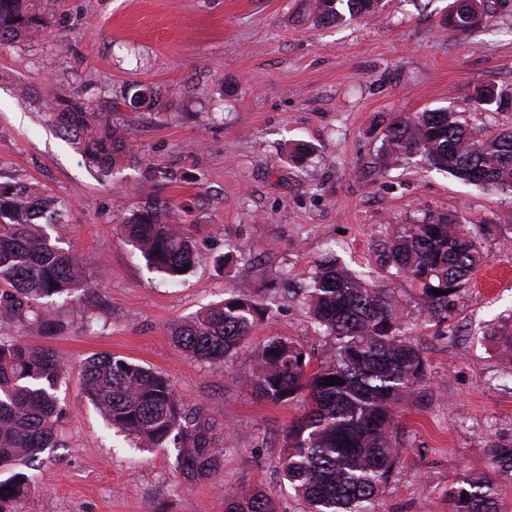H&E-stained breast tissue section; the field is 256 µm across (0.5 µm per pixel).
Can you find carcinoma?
Returning a JSON list of instances; mask_svg holds the SVG:
<instances>
[{"instance_id": "obj_1", "label": "carcinoma", "mask_w": 512, "mask_h": 512, "mask_svg": "<svg viewBox=\"0 0 512 512\" xmlns=\"http://www.w3.org/2000/svg\"><path fill=\"white\" fill-rule=\"evenodd\" d=\"M35 0H0V40L13 41L43 30ZM381 0H311L317 24L373 16ZM457 26L473 29L488 0H469ZM509 89L480 85L466 99L469 110L495 112L509 103ZM133 107H157L159 94L136 93ZM48 111L59 131L102 176L128 165L139 167L146 201L121 221L122 233L149 268L177 281L199 254L183 224L190 211L176 212L162 191L176 172L141 157L122 128L79 99L52 101ZM465 111L438 108L402 117L384 133L381 160L422 156L434 168L466 183L512 192V131L484 137L473 131ZM65 204L26 181L0 183V327L25 323L45 337L66 327L63 313L49 307L84 285V261L52 237ZM468 221L453 213L407 224L385 247V258L421 290L424 311L438 318L452 296L482 263ZM443 291L438 295L433 290ZM317 324L334 346L311 367V356L295 342L270 337L261 348L250 384L265 399L287 402L308 392L305 412L288 430L283 477L312 512H376L375 503L405 448L398 440L397 404L425 377L420 349L401 334L399 316L385 292L367 284L336 259L323 261L308 295ZM260 304L233 295L172 327L177 346L193 357L221 363L248 337ZM82 375L94 404L115 428L150 448L172 444L189 481L209 479L223 449L201 413L188 411L168 378L124 357H92ZM337 384L325 385L330 378ZM63 369L56 352L22 336H0V512L36 489L19 466H33L60 447L65 417L56 390ZM344 384H338V381ZM449 495L454 512H502L491 480L465 476ZM224 512H275L262 491L224 492Z\"/></svg>"}]
</instances>
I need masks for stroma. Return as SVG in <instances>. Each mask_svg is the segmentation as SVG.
<instances>
[{
  "mask_svg": "<svg viewBox=\"0 0 512 512\" xmlns=\"http://www.w3.org/2000/svg\"><path fill=\"white\" fill-rule=\"evenodd\" d=\"M451 0H384L383 11L314 25L303 0H38L44 29L0 43V175L46 188L68 207L57 235L83 255L88 284L49 338L64 367L61 447L33 473L17 512H224V492L266 491L277 512H309L282 478L286 434L305 403H274L249 384L271 336L320 359L332 341L304 302L315 263L341 264L390 297L426 362L399 406L405 452L377 512H452L466 474L493 480L512 512V194L464 184L421 157L381 165L388 124L463 108L473 86L512 87V0H496L471 32L443 25ZM158 109L120 105L135 87ZM81 97L183 183L165 196L190 208L199 262L178 281L149 270L120 234L140 200L137 169L101 179L56 130L45 105ZM302 141L303 166L287 156ZM467 218L484 261L430 319L420 291L384 261L406 224ZM227 264H220L221 256ZM267 312L224 363L187 356L174 323L231 295ZM95 354L165 375L201 410L223 450L216 480L187 482L176 448H140L94 405L82 367Z\"/></svg>",
  "mask_w": 512,
  "mask_h": 512,
  "instance_id": "1",
  "label": "stroma"
}]
</instances>
